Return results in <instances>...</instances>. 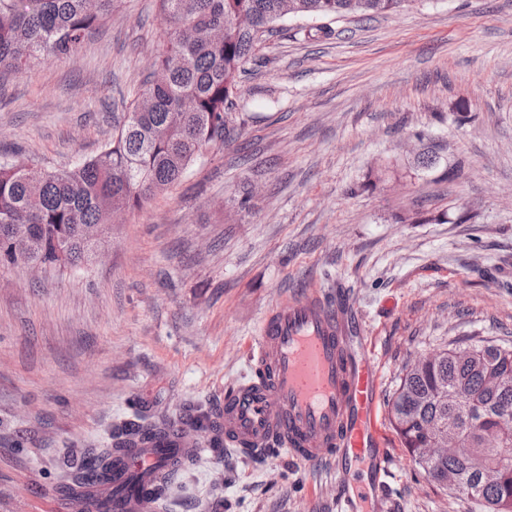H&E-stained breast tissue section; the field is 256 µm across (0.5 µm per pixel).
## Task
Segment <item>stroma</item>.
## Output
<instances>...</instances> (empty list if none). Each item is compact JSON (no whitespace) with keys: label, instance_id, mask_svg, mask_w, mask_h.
Here are the masks:
<instances>
[{"label":"stroma","instance_id":"35a3bbf8","mask_svg":"<svg viewBox=\"0 0 512 512\" xmlns=\"http://www.w3.org/2000/svg\"><path fill=\"white\" fill-rule=\"evenodd\" d=\"M318 24H277L236 91L240 137L126 212L97 260L0 269V512H73L71 462L134 412L216 418L265 313L336 287L381 363L395 512H486L425 476L388 404L421 356L512 347V0H416L305 40ZM166 31L156 0H121L74 56L0 80V161L59 171L97 154ZM246 184L240 212L229 199ZM410 210L426 223L403 222ZM194 438L165 512H337L328 460H246Z\"/></svg>","mask_w":512,"mask_h":512}]
</instances>
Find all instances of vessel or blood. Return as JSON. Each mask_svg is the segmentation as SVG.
Listing matches in <instances>:
<instances>
[{"label":"vessel or blood","mask_w":512,"mask_h":512,"mask_svg":"<svg viewBox=\"0 0 512 512\" xmlns=\"http://www.w3.org/2000/svg\"><path fill=\"white\" fill-rule=\"evenodd\" d=\"M349 302L320 289L280 299L247 346L251 377L224 391V442L246 456L287 453L298 461L335 459L338 470L367 472L366 481L339 483V512L384 505L394 458L378 417L379 368ZM184 451L177 436L160 447L128 448L112 459V491L81 488L77 497L95 512L111 499L114 512H153L147 487L157 467ZM140 473L143 486L130 490Z\"/></svg>","instance_id":"vessel-or-blood-1"}]
</instances>
